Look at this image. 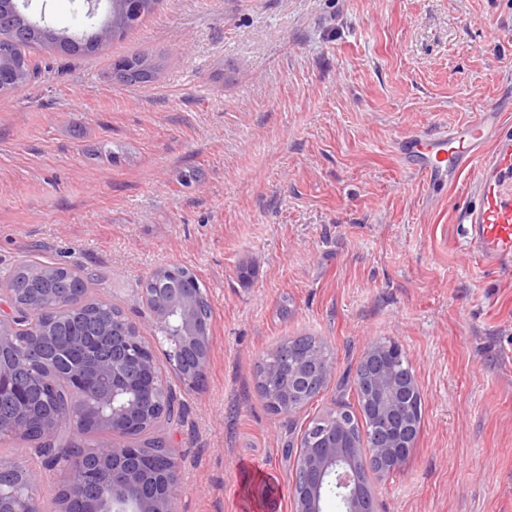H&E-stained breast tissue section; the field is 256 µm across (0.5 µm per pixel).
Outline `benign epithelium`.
Returning <instances> with one entry per match:
<instances>
[{
    "instance_id": "benign-epithelium-1",
    "label": "benign epithelium",
    "mask_w": 512,
    "mask_h": 512,
    "mask_svg": "<svg viewBox=\"0 0 512 512\" xmlns=\"http://www.w3.org/2000/svg\"><path fill=\"white\" fill-rule=\"evenodd\" d=\"M152 287L140 289L142 302L162 324L165 340L170 344L168 364L178 381L188 389L199 384L209 358V325H199L198 305L203 296L191 287L186 271L179 267H161L148 278ZM29 292L17 288L9 293L11 312L0 309V348L11 345L18 333V300ZM407 359L395 342L373 341L361 356L369 365L359 377L368 395L372 414L384 425L371 446L366 437L351 441L347 429L309 432L300 438L296 455L301 479L294 483L291 512H323L327 488L343 507V512H373L370 498L360 491L358 463L373 454L384 468L399 465L412 451L421 392L416 378L399 380L393 364ZM335 372V363L307 357L296 363L288 399L268 393L279 414L292 417L302 391L295 382L309 384L313 379H328ZM50 382L61 380L85 396L79 413L82 424L97 435L93 446L100 462L95 469L85 464L86 454L73 456L61 463L67 483L59 492V512H72L71 502L83 504V512H176L183 492L179 475L177 451L165 442L136 446L116 442L112 436L126 435L151 427L166 413L169 388L162 378L156 356L144 340L140 328L124 321L122 340L112 361H100L89 371L83 363L70 359L64 366L46 369ZM22 368L0 363V400L8 399L18 409H0V435L23 431L22 415L25 401ZM73 425L66 413L50 414L43 426L42 437L52 441L55 434ZM36 480L31 467L5 465L0 468V512H41L30 493Z\"/></svg>"
}]
</instances>
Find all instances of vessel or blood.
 Returning a JSON list of instances; mask_svg holds the SVG:
<instances>
[{"label":"vessel or blood","mask_w":512,"mask_h":512,"mask_svg":"<svg viewBox=\"0 0 512 512\" xmlns=\"http://www.w3.org/2000/svg\"><path fill=\"white\" fill-rule=\"evenodd\" d=\"M471 112L469 120L403 138L399 153L429 195L470 175L453 221L465 245L495 266L512 257V125L495 106L476 105Z\"/></svg>","instance_id":"vessel-or-blood-1"}]
</instances>
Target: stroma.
<instances>
[{"label": "stroma", "instance_id": "35a3bbf8", "mask_svg": "<svg viewBox=\"0 0 512 512\" xmlns=\"http://www.w3.org/2000/svg\"><path fill=\"white\" fill-rule=\"evenodd\" d=\"M62 35L108 0H31ZM161 63L129 86L112 64ZM0 91V279L25 257L79 267L165 360L138 297L157 268L211 305L199 391L172 388L178 512H290L302 423L333 409L365 346L395 340L421 392L398 471L368 475L375 512H512V268L460 245L468 183L427 198L400 139L512 97V0H157L92 54L38 46ZM248 278H241V270ZM309 334L333 353L326 389L269 411L261 359Z\"/></svg>", "mask_w": 512, "mask_h": 512}]
</instances>
